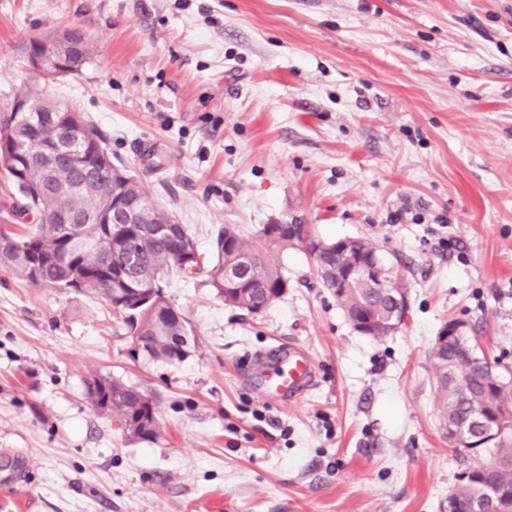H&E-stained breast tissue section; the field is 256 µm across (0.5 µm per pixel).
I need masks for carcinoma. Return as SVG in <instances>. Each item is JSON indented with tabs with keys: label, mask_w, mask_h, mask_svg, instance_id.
Instances as JSON below:
<instances>
[{
	"label": "carcinoma",
	"mask_w": 512,
	"mask_h": 512,
	"mask_svg": "<svg viewBox=\"0 0 512 512\" xmlns=\"http://www.w3.org/2000/svg\"><path fill=\"white\" fill-rule=\"evenodd\" d=\"M39 103L47 112L35 113L38 135L27 142L28 124L5 126L0 119V137L25 145L24 155L14 161L26 172L18 178L14 167L4 165L6 176L22 195L23 203L14 216L33 214L38 224L17 235L0 229V265H4L36 285L65 292L98 295L122 323L133 344L143 346L147 358L175 365L186 360L195 346L194 330L183 313L158 326V311L173 309L164 288L173 270L185 278L201 273L200 254L186 227L155 204L135 175L112 164V154L95 126L79 112H60V104L48 99ZM70 123L77 149L112 165L114 177L100 173L95 165L84 170L71 166L60 153L59 128ZM120 197L130 207L145 203L138 224H57L59 214L88 212L103 215L113 199ZM263 225L260 234L267 251L250 249L234 227L224 226L213 242L215 261L209 284L224 304L252 315L265 312L288 290L280 254L290 247L320 249L316 258L323 284L336 293L343 311L355 319L382 321L393 313L388 292L355 280L342 292L336 291V269L345 263L332 243H322L310 225L298 224L294 233L288 225L272 236ZM477 330H472L469 346L487 371L473 369L459 355V342L450 339L433 345L430 354L434 372L440 423L451 421L464 427L470 444L456 449L459 457L481 444L473 431L478 413H495L512 404V368L500 360H489L480 346ZM85 396L90 406L110 415L119 430L138 442H153L160 436V399L146 389L129 385L110 374L92 372L85 379ZM491 454L488 463L464 465L467 480L456 477L452 490L459 512L481 501L483 512H512V434L483 446Z\"/></svg>",
	"instance_id": "cac0c4a2"
}]
</instances>
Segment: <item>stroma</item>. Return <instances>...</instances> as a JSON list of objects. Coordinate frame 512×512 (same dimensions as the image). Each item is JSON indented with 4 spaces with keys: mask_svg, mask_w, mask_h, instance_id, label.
Returning <instances> with one entry per match:
<instances>
[{
    "mask_svg": "<svg viewBox=\"0 0 512 512\" xmlns=\"http://www.w3.org/2000/svg\"><path fill=\"white\" fill-rule=\"evenodd\" d=\"M64 25L89 63L31 78L23 47ZM21 88L83 112L203 256L224 225L262 250L298 219L372 241L409 310L359 333L295 247L260 317L173 278L196 347L168 365L95 295L0 266V512H444L489 456L440 426L437 331L466 318L512 365V0H0V113ZM278 342L316 363L300 401L260 392ZM92 371L158 393L160 439L97 414Z\"/></svg>",
    "mask_w": 512,
    "mask_h": 512,
    "instance_id": "35a3bbf8",
    "label": "stroma"
}]
</instances>
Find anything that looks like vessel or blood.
Wrapping results in <instances>:
<instances>
[{"mask_svg":"<svg viewBox=\"0 0 512 512\" xmlns=\"http://www.w3.org/2000/svg\"><path fill=\"white\" fill-rule=\"evenodd\" d=\"M279 363L262 389L263 395L291 400L302 399L313 387L314 360L302 346H275Z\"/></svg>","mask_w":512,"mask_h":512,"instance_id":"1","label":"vessel or blood"}]
</instances>
